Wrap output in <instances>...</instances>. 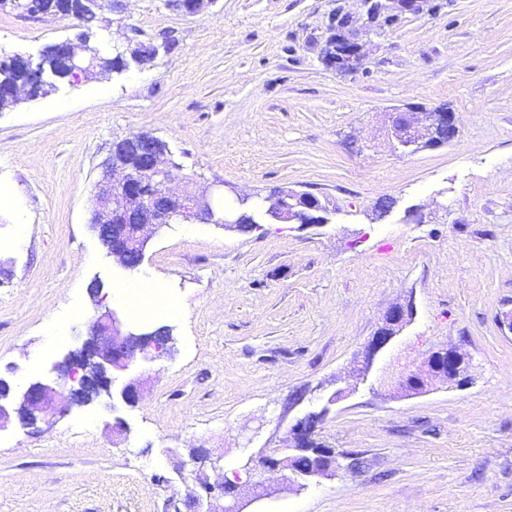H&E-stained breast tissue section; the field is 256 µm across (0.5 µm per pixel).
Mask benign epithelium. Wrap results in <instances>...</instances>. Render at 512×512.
I'll return each mask as SVG.
<instances>
[{
	"label": "benign epithelium",
	"instance_id": "1",
	"mask_svg": "<svg viewBox=\"0 0 512 512\" xmlns=\"http://www.w3.org/2000/svg\"><path fill=\"white\" fill-rule=\"evenodd\" d=\"M355 28L350 15L336 13V26L329 38L328 58L339 68H347L359 54ZM70 76L79 78L93 74L86 55L89 44L64 40L56 45ZM47 61L23 58V74L30 96L45 83ZM425 125L415 126L411 113L398 112L392 119V136L402 152H416L424 141L442 136L438 144H450L459 134L452 112L433 109L424 113ZM166 154L157 151L150 138L128 137L115 144L107 165L123 173L122 179L103 178L96 187L92 228L108 253L125 269L135 270L146 257L152 233L179 221L196 219L234 230L238 225L237 210L224 209L228 184L220 181L202 191L169 195L161 189L168 179ZM327 209L305 192L281 193L274 197L264 216L282 223L319 225L327 223ZM412 305L391 308L382 326L366 345L365 367L384 349L412 317ZM173 337L149 325L122 329L117 314L100 306L92 319L90 331L55 364L56 385L32 379L23 388L0 376V430L9 424L30 429L51 413L60 417L73 408L106 401L134 407L139 403L141 384L136 376L138 364L162 357L173 349ZM469 359L448 348L432 351L415 371L402 376L399 386L419 395L429 392L434 383L456 387L469 383ZM325 411L312 412L291 428L293 444L282 462L290 471L285 490H305L322 477L334 476L340 470L355 467L349 453H338L317 440L318 424ZM184 501L185 510L175 512H244L243 491L224 494V485L200 484Z\"/></svg>",
	"mask_w": 512,
	"mask_h": 512
}]
</instances>
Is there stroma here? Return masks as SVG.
I'll return each instance as SVG.
<instances>
[{"instance_id": "1", "label": "stroma", "mask_w": 512, "mask_h": 512, "mask_svg": "<svg viewBox=\"0 0 512 512\" xmlns=\"http://www.w3.org/2000/svg\"><path fill=\"white\" fill-rule=\"evenodd\" d=\"M340 10L360 45L346 71L326 56ZM95 26L156 54L0 110V376L53 378L94 316L95 281L128 323L123 287L160 286L176 310L154 322L175 350L136 407L0 431V512H174L176 467L198 447L209 482L263 483L249 512H512V333L498 322L512 309V0H422L385 27L363 0H204L193 14L112 0ZM80 29L2 8L0 58H39ZM442 106L453 143L394 149L392 113ZM137 133L166 144L171 194L310 192L329 222L174 224L126 270L90 224L113 143ZM407 303L412 320L361 370ZM444 346L469 357L470 384L403 395L401 374ZM321 409L320 442L357 467L283 493L287 471L258 461ZM412 315L413 309L411 304L395 306L387 312L382 326L378 328L366 345L364 371L371 366L376 354L398 335L403 325L411 319Z\"/></svg>"}]
</instances>
